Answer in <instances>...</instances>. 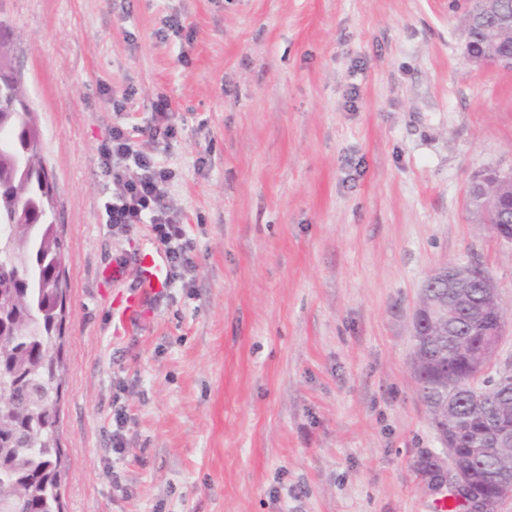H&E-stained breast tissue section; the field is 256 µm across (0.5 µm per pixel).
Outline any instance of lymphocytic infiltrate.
Returning a JSON list of instances; mask_svg holds the SVG:
<instances>
[{
	"mask_svg": "<svg viewBox=\"0 0 512 512\" xmlns=\"http://www.w3.org/2000/svg\"><path fill=\"white\" fill-rule=\"evenodd\" d=\"M178 131L170 102L162 97L149 121L133 124L121 118L113 123L98 152L104 173L112 179L109 223L121 228L146 225L151 241L164 253L171 287L186 288L197 268L196 245L168 196L173 172L158 157Z\"/></svg>",
	"mask_w": 512,
	"mask_h": 512,
	"instance_id": "obj_1",
	"label": "lymphocytic infiltrate"
}]
</instances>
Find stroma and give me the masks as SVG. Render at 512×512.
Returning <instances> with one entry per match:
<instances>
[{
  "instance_id": "35a3bbf8",
  "label": "stroma",
  "mask_w": 512,
  "mask_h": 512,
  "mask_svg": "<svg viewBox=\"0 0 512 512\" xmlns=\"http://www.w3.org/2000/svg\"><path fill=\"white\" fill-rule=\"evenodd\" d=\"M466 0H0L54 185L69 315L62 512H432L411 369L420 289L512 245L465 205L512 169V71L464 57ZM178 17L180 35L164 34ZM166 96L193 287L118 328L148 243L107 224L97 147ZM131 417L112 451V402ZM512 179V174L502 173L497 169L488 168L478 173L472 179L467 191V206L471 208L475 204L486 201L491 206H497L501 210L506 191L501 189V183Z\"/></svg>"
}]
</instances>
